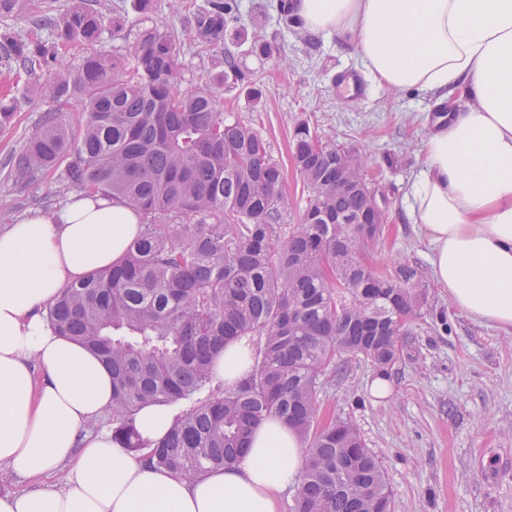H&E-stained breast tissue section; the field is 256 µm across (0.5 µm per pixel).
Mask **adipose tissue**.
<instances>
[{
    "mask_svg": "<svg viewBox=\"0 0 512 512\" xmlns=\"http://www.w3.org/2000/svg\"><path fill=\"white\" fill-rule=\"evenodd\" d=\"M305 30L352 46L382 87L466 100L422 141L424 166L407 192L433 245L432 274L458 310L512 328V0H294ZM135 212L74 195L48 216L0 230V512H278L299 482L303 445L272 416L233 466L188 480L148 464L111 429L89 426L112 408V375L59 336L45 316L63 288L120 260L138 232ZM248 338L214 356V382L248 373ZM175 414L144 403V442ZM63 484H56V477Z\"/></svg>",
    "mask_w": 512,
    "mask_h": 512,
    "instance_id": "adipose-tissue-1",
    "label": "adipose tissue"
}]
</instances>
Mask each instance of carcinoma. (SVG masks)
Instances as JSON below:
<instances>
[{
    "mask_svg": "<svg viewBox=\"0 0 512 512\" xmlns=\"http://www.w3.org/2000/svg\"><path fill=\"white\" fill-rule=\"evenodd\" d=\"M236 0H206L198 39L218 45ZM49 39H13L25 73L58 63L36 91L57 103L10 160L20 184L57 172L62 190L106 197L146 219L124 258L62 290L48 320L112 373V434L136 451L134 416L147 401L180 403L148 461L187 477L238 462L274 415L307 443L289 512H391L381 465L354 425L318 426L321 376L342 356L386 369L400 356L428 285L416 267L383 274L356 254L386 212L375 211L361 161L305 121L292 157L306 192L295 224L281 166L250 124L224 119L209 87H182L172 33L149 32L118 55L58 61L105 33L102 14L73 0L31 18ZM86 114L77 124L69 104ZM348 186L336 187V172ZM249 337L247 377L213 385L211 361Z\"/></svg>",
    "mask_w": 512,
    "mask_h": 512,
    "instance_id": "1",
    "label": "carcinoma"
}]
</instances>
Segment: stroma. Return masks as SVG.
<instances>
[{
	"label": "stroma",
	"mask_w": 512,
	"mask_h": 512,
	"mask_svg": "<svg viewBox=\"0 0 512 512\" xmlns=\"http://www.w3.org/2000/svg\"><path fill=\"white\" fill-rule=\"evenodd\" d=\"M204 2L153 0L144 12L138 0H86L105 18L121 16L126 35H176L187 84L213 85L225 117L251 123L267 141L285 174L289 223H297L305 204L290 151L295 122L307 120L322 139L350 149L388 206V230L367 251V263L380 270L414 265L431 282V246L406 203L438 110L429 95L376 85L362 100L340 95L336 75L361 70L358 57L336 38L308 35L285 20L281 0H237L239 19L227 26L220 46L198 42ZM220 50L233 55L236 71L216 68ZM18 69L0 58V96L15 103L12 125L0 128V228L57 211L70 199L53 176L21 186L3 166L54 107L17 88ZM376 374L367 360L337 359L322 378V412L358 429L384 469L393 512H512V332L475 321L431 282L422 315L388 370V396L371 395Z\"/></svg>",
	"instance_id": "1"
}]
</instances>
